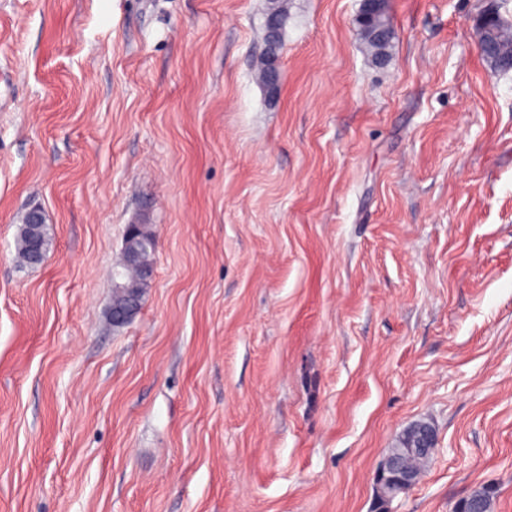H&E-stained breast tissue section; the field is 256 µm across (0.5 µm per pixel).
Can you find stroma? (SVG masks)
Returning <instances> with one entry per match:
<instances>
[{
  "label": "stroma",
  "mask_w": 512,
  "mask_h": 512,
  "mask_svg": "<svg viewBox=\"0 0 512 512\" xmlns=\"http://www.w3.org/2000/svg\"><path fill=\"white\" fill-rule=\"evenodd\" d=\"M0 0V512H512V0ZM39 209L46 262L18 267ZM129 224L158 242L113 326ZM366 28L361 40L365 44L373 60L385 61L389 58L395 39V31L389 18L388 9L386 13L379 14L371 21ZM477 30L483 60L494 70L512 71V22L496 10L488 11L481 16ZM34 216H38L41 219V213L38 210H32L29 212L30 222ZM28 217H26L24 224L18 229L15 250L18 261L25 265H36L33 263V258L36 255L38 248L44 253H48V239L46 234V225L44 220L41 223L36 224L39 230L37 236H33L30 233L28 225ZM409 441L415 448L421 452L428 451L430 448L435 450L436 433L434 428L427 423H417L411 427L407 433Z\"/></svg>",
  "instance_id": "obj_1"
}]
</instances>
